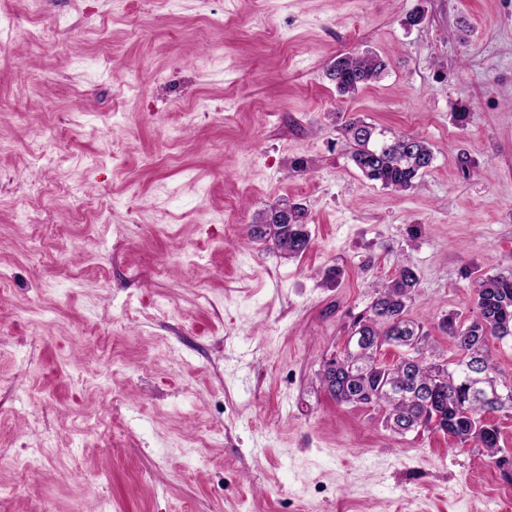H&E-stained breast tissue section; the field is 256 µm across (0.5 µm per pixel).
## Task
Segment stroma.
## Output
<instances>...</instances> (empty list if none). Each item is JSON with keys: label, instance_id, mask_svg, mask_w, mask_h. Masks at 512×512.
Here are the masks:
<instances>
[{"label": "stroma", "instance_id": "35a3bbf8", "mask_svg": "<svg viewBox=\"0 0 512 512\" xmlns=\"http://www.w3.org/2000/svg\"><path fill=\"white\" fill-rule=\"evenodd\" d=\"M12 10L0 512H512V466L440 430L396 440L320 383L403 262L408 316L451 361L442 318L469 317L478 275L512 274V0ZM367 50L383 76L340 95L328 68ZM352 117L428 142L413 189L358 170ZM281 200L309 217L297 258L250 235Z\"/></svg>", "mask_w": 512, "mask_h": 512}]
</instances>
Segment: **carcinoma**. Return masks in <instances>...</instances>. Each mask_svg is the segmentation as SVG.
Wrapping results in <instances>:
<instances>
[{"label":"carcinoma","mask_w":512,"mask_h":512,"mask_svg":"<svg viewBox=\"0 0 512 512\" xmlns=\"http://www.w3.org/2000/svg\"><path fill=\"white\" fill-rule=\"evenodd\" d=\"M385 63L370 53L342 55L328 76L338 92L353 94L375 81ZM352 160L366 178L401 192L428 170L434 155L428 144L414 136L376 130L371 124L351 119L343 126ZM305 214L285 224L264 216L252 227L256 239L271 241L272 248L295 256L310 243ZM418 284L412 267L402 265L392 280L381 286L370 306L349 336L344 356L329 362L321 382L339 403L375 405L385 412V421L397 435L419 427H434L454 435L460 444L486 451L494 459L502 452L500 431L483 419L486 412H512V397L496 400L466 395L464 371L474 364L490 380L489 341L512 338V278L479 277L474 281L473 315L462 323L448 317L441 327L453 339L458 358L450 363L436 355H424L429 334L406 316L407 301ZM392 345L403 351L397 363L377 360L378 350Z\"/></svg>","instance_id":"cac0c4a2"}]
</instances>
